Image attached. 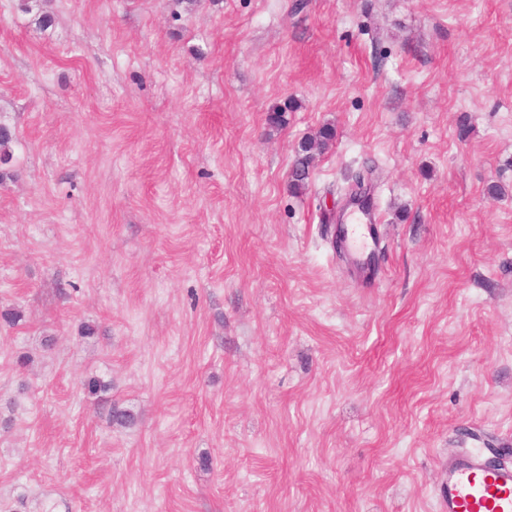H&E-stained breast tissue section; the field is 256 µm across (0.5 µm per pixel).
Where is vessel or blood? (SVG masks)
I'll list each match as a JSON object with an SVG mask.
<instances>
[{
    "label": "vessel or blood",
    "instance_id": "1",
    "mask_svg": "<svg viewBox=\"0 0 512 512\" xmlns=\"http://www.w3.org/2000/svg\"><path fill=\"white\" fill-rule=\"evenodd\" d=\"M372 220L361 210L347 218L346 248L356 262L368 256L365 226ZM440 498L442 512H512V465H489L482 448L458 449L448 458Z\"/></svg>",
    "mask_w": 512,
    "mask_h": 512
}]
</instances>
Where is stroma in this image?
<instances>
[{"mask_svg":"<svg viewBox=\"0 0 512 512\" xmlns=\"http://www.w3.org/2000/svg\"><path fill=\"white\" fill-rule=\"evenodd\" d=\"M47 9L0 0V512H441L454 449L512 462V0ZM333 139V129L326 126L315 135L306 136L299 142L290 173L289 187L293 193L299 194L306 189L316 155L328 149ZM373 221L371 212L355 210L347 218L346 226V248L353 259L358 263L365 262L370 248L365 236V227L368 230V223Z\"/></svg>","mask_w":512,"mask_h":512,"instance_id":"1","label":"stroma"}]
</instances>
